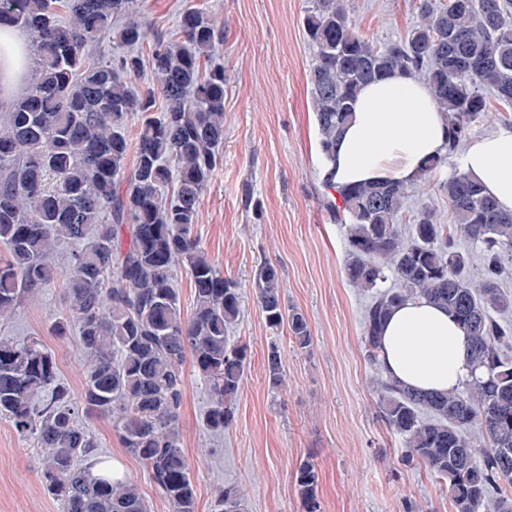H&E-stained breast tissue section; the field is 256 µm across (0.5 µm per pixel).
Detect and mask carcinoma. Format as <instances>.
<instances>
[{
    "label": "carcinoma",
    "mask_w": 512,
    "mask_h": 512,
    "mask_svg": "<svg viewBox=\"0 0 512 512\" xmlns=\"http://www.w3.org/2000/svg\"><path fill=\"white\" fill-rule=\"evenodd\" d=\"M136 0H0V27L32 39V83L5 104L0 130V320L59 276L65 257V312L51 326L78 332L86 353L76 399L54 354L37 338L0 340V419L39 450L46 492L60 512H147L137 484L94 473L96 440L84 417L112 421L122 446L142 461L171 512H196V490L181 448L184 363L208 392L205 423L217 435L235 418L248 369L247 346L229 332L240 314V286L224 276L196 233L201 197L221 163L224 65L213 58L224 36L212 15L188 6L178 36L158 37L144 91L148 38L132 18ZM303 31L314 48L307 81L324 164L349 122L359 90L402 72L422 79L447 119L446 153L426 160V185L474 124L489 118L486 95L512 109V0H423L416 23L376 45L359 33L344 0H312ZM105 36L120 48L107 61L87 46ZM138 122L135 161L127 130ZM453 223L421 208L406 215L411 184L364 182L325 204L344 225L351 285L371 295L364 313L366 359L378 417L405 448L444 481L453 512H512V212L458 167L437 184ZM409 218V233L400 220ZM475 245L477 279L459 246ZM190 275L184 310L177 269ZM252 286L267 326L286 328L296 347L312 345L305 315L285 305L270 262ZM407 299L448 310L464 330L467 356L484 370L463 389L413 391L385 375L381 330ZM269 384H282L280 354H267ZM316 464L302 461L294 485L303 512H321ZM215 512H245L241 493L218 491Z\"/></svg>",
    "instance_id": "obj_1"
}]
</instances>
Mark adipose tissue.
<instances>
[{"mask_svg": "<svg viewBox=\"0 0 512 512\" xmlns=\"http://www.w3.org/2000/svg\"><path fill=\"white\" fill-rule=\"evenodd\" d=\"M28 38L0 28V92L26 84ZM445 116L425 83L396 73L365 86L336 143L330 166L336 186L416 179L422 159L445 149ZM464 167L506 211H512V131L470 142ZM382 360L393 380L418 390L462 388L477 374L462 329L447 311L422 299L403 302L383 329Z\"/></svg>", "mask_w": 512, "mask_h": 512, "instance_id": "obj_1", "label": "adipose tissue"}]
</instances>
